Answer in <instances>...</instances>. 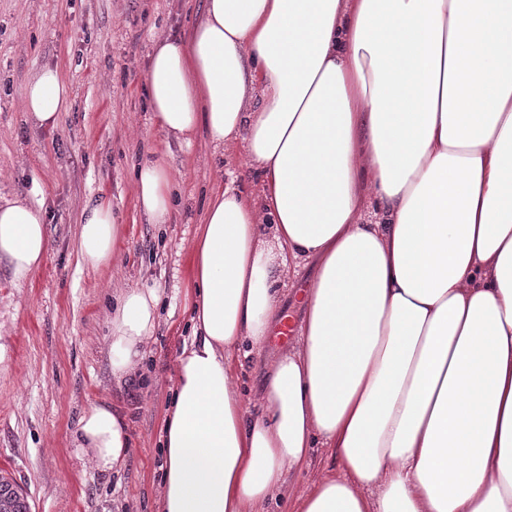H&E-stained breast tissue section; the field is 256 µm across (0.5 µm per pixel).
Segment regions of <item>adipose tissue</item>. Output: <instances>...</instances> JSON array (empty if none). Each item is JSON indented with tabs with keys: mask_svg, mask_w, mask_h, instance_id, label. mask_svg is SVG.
Returning <instances> with one entry per match:
<instances>
[{
	"mask_svg": "<svg viewBox=\"0 0 512 512\" xmlns=\"http://www.w3.org/2000/svg\"><path fill=\"white\" fill-rule=\"evenodd\" d=\"M163 131L243 140L265 184L254 207L214 189L194 243L192 339L177 357L158 512H266L314 443L324 477L296 512H512V0H206L154 46L144 86ZM55 125L70 95L43 69L22 92ZM169 223L163 159L136 169ZM374 199L383 223L363 220ZM119 226L90 199L79 256L108 266ZM50 249L42 203L0 202V262L18 282ZM313 259L299 341L242 409L231 353L262 354L291 262ZM155 288L111 306L113 377L154 336ZM77 457L123 469L115 406L80 415Z\"/></svg>",
	"mask_w": 512,
	"mask_h": 512,
	"instance_id": "obj_1",
	"label": "adipose tissue"
}]
</instances>
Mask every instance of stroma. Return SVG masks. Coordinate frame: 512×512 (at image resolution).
<instances>
[{
  "label": "stroma",
  "instance_id": "35a3bbf8",
  "mask_svg": "<svg viewBox=\"0 0 512 512\" xmlns=\"http://www.w3.org/2000/svg\"><path fill=\"white\" fill-rule=\"evenodd\" d=\"M204 0H0V200H43L52 246L36 274L13 282L0 265V476L29 512H157L164 412L176 359L192 332L186 294L193 245L211 192L230 186L261 203L243 142L215 148L205 133L191 145L169 139L144 94L157 39L183 33ZM58 70L70 107L54 126L29 118L22 90L42 69ZM163 156L175 204L166 224L149 223L137 201L136 164ZM102 196L120 226L112 264L79 266L86 201ZM315 275L300 263L284 281L280 317L301 323ZM129 288L163 294L159 326L142 373L117 383L107 359L112 299ZM237 357L244 409L259 405L270 356ZM95 400L130 410L129 459L105 479L82 470L73 433ZM331 449L314 446L286 478L270 512H294L319 479L343 474Z\"/></svg>",
  "mask_w": 512,
  "mask_h": 512
}]
</instances>
